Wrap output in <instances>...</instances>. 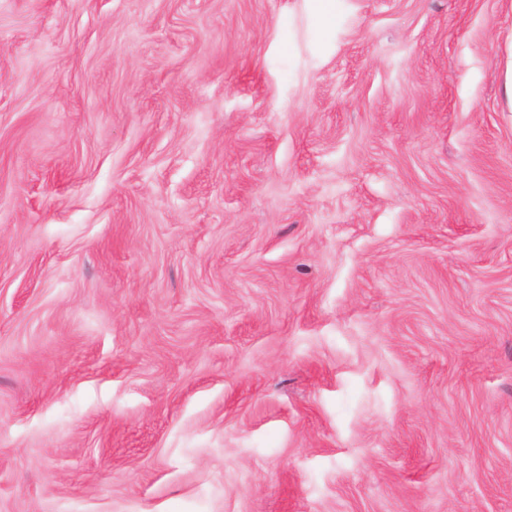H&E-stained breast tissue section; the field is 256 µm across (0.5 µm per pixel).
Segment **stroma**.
<instances>
[{
    "label": "stroma",
    "mask_w": 512,
    "mask_h": 512,
    "mask_svg": "<svg viewBox=\"0 0 512 512\" xmlns=\"http://www.w3.org/2000/svg\"><path fill=\"white\" fill-rule=\"evenodd\" d=\"M0 512H512V0H0Z\"/></svg>",
    "instance_id": "1"
}]
</instances>
